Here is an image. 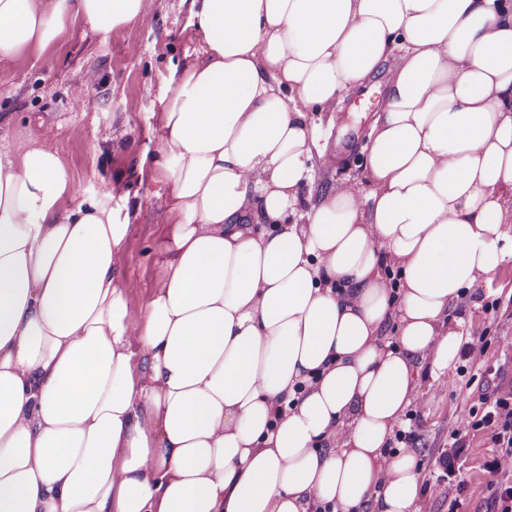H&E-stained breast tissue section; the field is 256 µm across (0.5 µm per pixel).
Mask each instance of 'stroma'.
I'll use <instances>...</instances> for the list:
<instances>
[{
  "mask_svg": "<svg viewBox=\"0 0 512 512\" xmlns=\"http://www.w3.org/2000/svg\"><path fill=\"white\" fill-rule=\"evenodd\" d=\"M191 0H143L139 22L102 37L81 22L66 25L45 53L0 61V151L20 157L37 124L53 127L51 146L74 178V201L99 199L112 183L115 223L132 225L122 286L131 316L156 284L157 246L167 222L169 186L153 158L160 134L164 86L174 69L193 60L197 40ZM95 73L87 84L84 77ZM387 71L373 76L364 95L346 101L334 115L343 136L335 158H315L318 186L345 176L363 178L359 147L373 112L383 103ZM472 342L486 341L482 359L460 361L447 376L426 381L407 411L403 429L419 452L424 512H489L498 484L512 483V466L489 473L495 454L487 430L472 428L481 395H512V264L501 269L477 299L457 308ZM463 446L454 465L457 486H449L439 464L454 438Z\"/></svg>",
  "mask_w": 512,
  "mask_h": 512,
  "instance_id": "35a3bbf8",
  "label": "stroma"
}]
</instances>
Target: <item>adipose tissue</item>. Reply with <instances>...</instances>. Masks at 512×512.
I'll return each mask as SVG.
<instances>
[{"label": "adipose tissue", "instance_id": "adipose-tissue-1", "mask_svg": "<svg viewBox=\"0 0 512 512\" xmlns=\"http://www.w3.org/2000/svg\"><path fill=\"white\" fill-rule=\"evenodd\" d=\"M142 0H0V60ZM164 96L141 320L133 227L37 127L0 153V512H421L393 449L454 309L512 264V0H198ZM367 187L317 189L322 115L380 69ZM392 334H384L385 324Z\"/></svg>", "mask_w": 512, "mask_h": 512}]
</instances>
